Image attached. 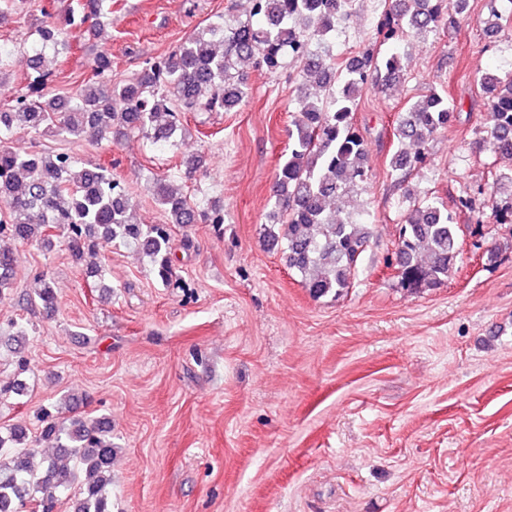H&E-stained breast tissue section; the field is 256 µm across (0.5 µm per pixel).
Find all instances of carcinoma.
Here are the masks:
<instances>
[{
  "mask_svg": "<svg viewBox=\"0 0 512 512\" xmlns=\"http://www.w3.org/2000/svg\"><path fill=\"white\" fill-rule=\"evenodd\" d=\"M245 18L218 15L196 28L175 49L141 62L132 76L112 79V54L105 48L92 57L91 73L74 98L63 101L44 92L49 73L33 77L38 93L17 96L0 107V239L49 247L60 238L77 260L106 246L134 249L147 258L155 278L166 288L180 279L171 228L209 224L224 232V201L190 198L171 176L153 179L152 199L163 224H146L131 204L128 187L103 166L80 161L68 152H19L9 146L24 131L81 141L137 134L160 152L177 146L187 134L186 112H232L249 91V66L273 72L288 59L299 63L294 76L296 113L288 126V149L270 189L271 211L263 228L272 241H284L287 269L315 298H339L354 283L372 231L364 213L349 208L366 189L370 171L365 138L355 112L369 90L404 80L408 57L400 46L414 35L453 30L469 11V0H384L376 23L381 53L375 48L341 56L333 48L336 33L355 12V0H245ZM112 0H75L60 20L46 8L30 12L25 38L15 51L0 45V63L8 58L36 70L48 53L60 54L74 35L99 36ZM472 84L491 114L492 152L512 158V73H481ZM458 108L435 90L398 116L388 175L403 187V209L396 239L398 283L408 290L435 288L455 272L462 230L442 198L419 196L403 186L407 176L429 162L430 141L456 119ZM488 163L495 193L492 206L499 224H512V175ZM14 254L0 249V297L11 287ZM93 288L102 287L105 268L90 263L84 270ZM30 304L46 314L57 305L54 284L46 273ZM0 330V345L13 347L19 371L28 368L21 322ZM39 436L16 425L0 434V512H30L45 500L79 486L72 512H112V464L116 448L112 426L101 417L76 412L72 404L38 412Z\"/></svg>",
  "mask_w": 512,
  "mask_h": 512,
  "instance_id": "cac0c4a2",
  "label": "carcinoma"
}]
</instances>
